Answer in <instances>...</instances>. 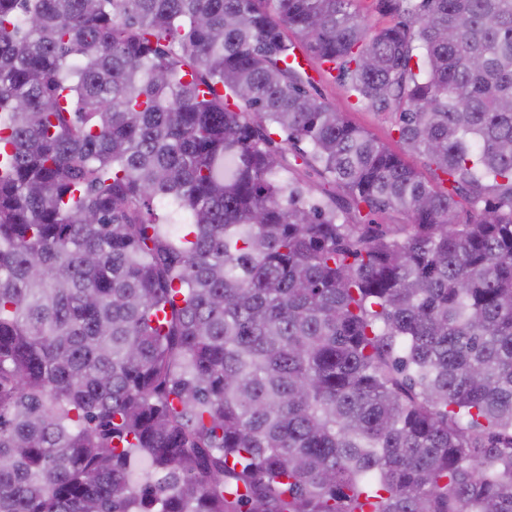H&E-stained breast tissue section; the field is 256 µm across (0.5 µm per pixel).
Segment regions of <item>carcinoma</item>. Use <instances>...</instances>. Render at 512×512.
Masks as SVG:
<instances>
[{"mask_svg": "<svg viewBox=\"0 0 512 512\" xmlns=\"http://www.w3.org/2000/svg\"><path fill=\"white\" fill-rule=\"evenodd\" d=\"M355 2L0 0V512H512V0ZM356 9L366 17L371 32H375L396 22V17L383 14L375 9L373 0H357ZM306 72L312 81L309 90L317 99L335 103L336 107L345 113L351 123L361 127L393 150L402 151L398 134L393 130L394 114L353 105L354 99L348 100L332 77L324 73L315 61H309ZM286 160L290 172H294L308 179L310 184L313 186V195L316 198L326 197V192L327 190H329V186L327 184H324L322 178L313 174L312 172H308L304 166L300 165L302 163V160L295 157V152L288 151L286 154ZM290 172H285L284 174L290 176ZM307 175H309L310 177H306Z\"/></svg>", "mask_w": 512, "mask_h": 512, "instance_id": "cac0c4a2", "label": "carcinoma"}]
</instances>
